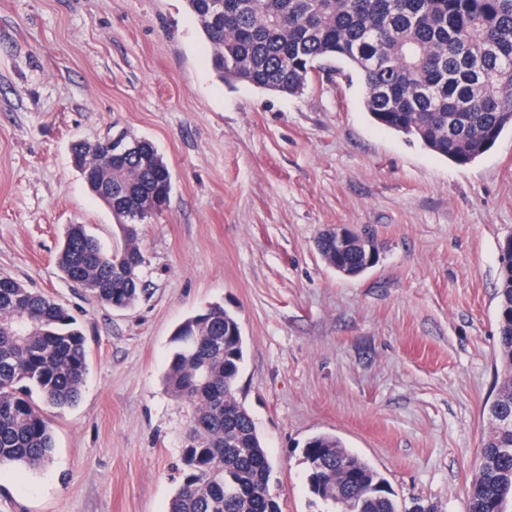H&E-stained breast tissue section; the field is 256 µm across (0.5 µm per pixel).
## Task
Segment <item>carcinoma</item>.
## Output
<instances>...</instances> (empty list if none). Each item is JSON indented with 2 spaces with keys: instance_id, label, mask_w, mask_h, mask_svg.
Here are the masks:
<instances>
[{
  "instance_id": "cac0c4a2",
  "label": "carcinoma",
  "mask_w": 512,
  "mask_h": 512,
  "mask_svg": "<svg viewBox=\"0 0 512 512\" xmlns=\"http://www.w3.org/2000/svg\"><path fill=\"white\" fill-rule=\"evenodd\" d=\"M211 53L216 77L295 95L322 71L358 77L364 107L379 126L468 164L512 126V0H186ZM118 168L110 139L72 146L74 166L110 204L123 243L112 252L84 224L66 226L59 270L92 298L127 309L144 292L145 256L128 228L169 204L170 170L155 145L129 132ZM339 234L317 250L337 273L357 277L375 241ZM497 318L502 380L487 407L466 512H512V261L499 260ZM244 341L236 316L211 305L184 320L171 339L167 392L191 410L179 481L168 512H281L273 466L237 380ZM88 370L86 339L54 298L0 275V472L45 466L53 449L42 405L62 410L80 396ZM310 493L321 512H399L387 480L334 435L302 451Z\"/></svg>"
}]
</instances>
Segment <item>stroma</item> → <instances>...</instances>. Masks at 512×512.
Instances as JSON below:
<instances>
[{
  "label": "stroma",
  "mask_w": 512,
  "mask_h": 512,
  "mask_svg": "<svg viewBox=\"0 0 512 512\" xmlns=\"http://www.w3.org/2000/svg\"><path fill=\"white\" fill-rule=\"evenodd\" d=\"M210 58L185 0H0V275L65 304L89 364L49 463L0 473V512H168L188 413L163 386L170 340L216 302L245 336L239 396L281 512L321 508L302 464L318 433L377 469L399 512H464L500 380L512 129L458 165L376 126L359 83L230 88ZM120 129L152 141L173 181L138 227L146 291L125 311L56 264L66 225L122 242L70 157ZM339 226L374 233L361 276L316 249Z\"/></svg>",
  "instance_id": "1"
}]
</instances>
